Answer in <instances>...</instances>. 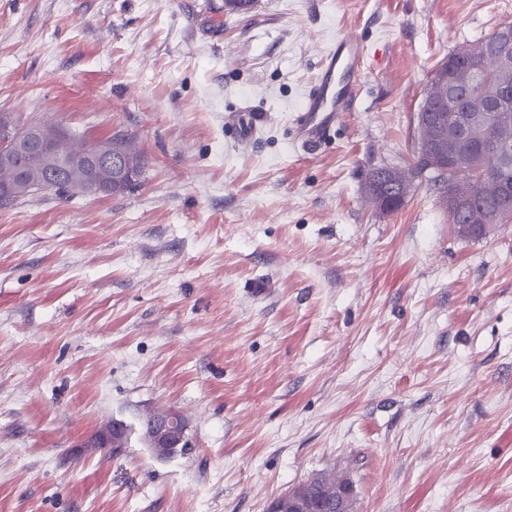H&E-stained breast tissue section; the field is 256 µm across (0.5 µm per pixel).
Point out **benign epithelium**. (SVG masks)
I'll return each mask as SVG.
<instances>
[{
  "label": "benign epithelium",
  "mask_w": 512,
  "mask_h": 512,
  "mask_svg": "<svg viewBox=\"0 0 512 512\" xmlns=\"http://www.w3.org/2000/svg\"><path fill=\"white\" fill-rule=\"evenodd\" d=\"M494 44L493 63L488 74L489 95L501 105L512 102V26L503 25L492 35ZM482 80L477 76L444 64L432 73L426 89L424 107L416 113L419 129V153L424 164L405 172L404 193H409L416 183L431 174L448 173L450 170L464 171L479 183L488 178L490 171L481 162L482 155L475 153L471 139L463 132L472 129L481 131L487 127L488 115L483 105L471 94V111L457 112L447 118V111L461 104L463 85H478ZM73 134L62 126L48 127L42 124L30 125L19 130L5 116H0V202H8L34 185L51 180L50 173L57 169H85L90 180L84 190L91 194L100 193L99 177L105 175L117 183L135 175V162L115 144L104 155L88 148H76L72 143ZM32 154L48 158L47 166L32 171L26 166V159ZM364 194L377 206L387 205L379 177L366 179ZM461 237H470L479 231L489 235L499 225L488 221V215L478 212L467 217L466 222L454 225ZM129 429L123 420L116 421L114 430H106L81 443L83 448H113L125 442L122 430ZM142 441L156 456L163 455L168 448L192 445L185 423L176 424L168 417L156 418L150 434ZM354 492L346 483L336 489L330 500L336 503V512H352Z\"/></svg>",
  "instance_id": "7a95c632"
}]
</instances>
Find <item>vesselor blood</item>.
<instances>
[{"mask_svg": "<svg viewBox=\"0 0 512 512\" xmlns=\"http://www.w3.org/2000/svg\"><path fill=\"white\" fill-rule=\"evenodd\" d=\"M365 62L363 44L351 35L338 36L326 48L318 77L294 119L297 142L316 149L336 122L354 110Z\"/></svg>", "mask_w": 512, "mask_h": 512, "instance_id": "obj_1", "label": "vessel or blood"}]
</instances>
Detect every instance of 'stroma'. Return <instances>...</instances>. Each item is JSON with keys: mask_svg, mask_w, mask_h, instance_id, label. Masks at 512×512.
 <instances>
[{"mask_svg": "<svg viewBox=\"0 0 512 512\" xmlns=\"http://www.w3.org/2000/svg\"><path fill=\"white\" fill-rule=\"evenodd\" d=\"M512 0H0V114L135 140L121 194L0 205V512H266L308 478L354 512H512V224L396 211L436 66ZM365 46L353 112L291 134L325 48ZM247 108V142L226 122ZM183 417L167 461L112 419ZM115 425L114 430L115 434H112V430H106L102 432L101 434L94 435L92 437H89L87 440L83 441L81 443L82 447L85 448H108L109 452L112 454V456L117 455L112 449H114L116 452L125 451L126 448H113V447H119L120 445L124 447L126 443V435L129 430V426L127 423L123 420H117L115 419ZM122 428L125 429V435H121Z\"/></svg>", "mask_w": 512, "mask_h": 512, "instance_id": "stroma-1", "label": "stroma"}]
</instances>
